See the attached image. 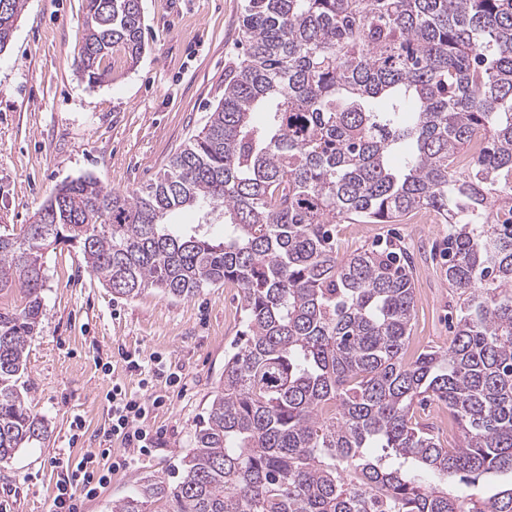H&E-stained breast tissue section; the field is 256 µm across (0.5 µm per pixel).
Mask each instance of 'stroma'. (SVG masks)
Here are the masks:
<instances>
[{
	"mask_svg": "<svg viewBox=\"0 0 512 512\" xmlns=\"http://www.w3.org/2000/svg\"><path fill=\"white\" fill-rule=\"evenodd\" d=\"M145 50L136 64L112 57V80L92 85L75 63L84 0H26L9 45L0 50V232L32 223L52 190L93 176L120 193L155 180L206 124L224 94V74L240 55L245 0H141ZM340 256L399 248L413 259L416 317L408 355L446 350L456 292L445 276L448 226L432 223L336 227ZM45 316L24 376L34 413L51 431L44 446L0 463V507L49 512L62 471L55 458L95 454L112 466L101 494L80 512H112L141 479L172 482L195 427L224 381V358L244 329L241 289L227 284L185 299L151 288L113 295L78 249L45 256ZM159 356L185 375L145 421L158 442L148 454L107 439L113 385L145 397L124 353ZM111 448L103 457V448Z\"/></svg>",
	"mask_w": 512,
	"mask_h": 512,
	"instance_id": "stroma-1",
	"label": "stroma"
}]
</instances>
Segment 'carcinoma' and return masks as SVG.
<instances>
[{
    "instance_id": "carcinoma-1",
    "label": "carcinoma",
    "mask_w": 512,
    "mask_h": 512,
    "mask_svg": "<svg viewBox=\"0 0 512 512\" xmlns=\"http://www.w3.org/2000/svg\"><path fill=\"white\" fill-rule=\"evenodd\" d=\"M23 6L0 0V49ZM241 36L224 96L157 180L78 177L0 233V291L20 293L0 309V462L49 436L23 377L63 244L120 298L243 292L245 338L179 481L148 478L113 512H512V485L448 490L512 474V0H246ZM82 40L79 72L112 80L113 51L143 52L140 0H85ZM423 209L448 224L460 304L448 351L408 361L409 269L392 250L338 258L336 225ZM175 210L196 229L165 223ZM431 398L458 447L417 421Z\"/></svg>"
}]
</instances>
